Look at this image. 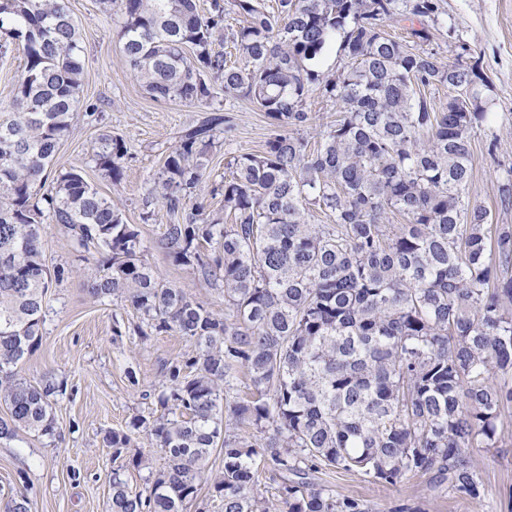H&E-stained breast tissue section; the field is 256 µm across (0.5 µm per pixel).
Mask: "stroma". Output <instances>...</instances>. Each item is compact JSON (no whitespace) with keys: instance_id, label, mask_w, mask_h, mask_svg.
I'll use <instances>...</instances> for the list:
<instances>
[{"instance_id":"obj_1","label":"stroma","mask_w":512,"mask_h":512,"mask_svg":"<svg viewBox=\"0 0 512 512\" xmlns=\"http://www.w3.org/2000/svg\"><path fill=\"white\" fill-rule=\"evenodd\" d=\"M438 21L429 24L427 48L446 63L475 65L489 88L481 97L486 112L471 133V205L485 208L495 224H512V201L504 202L498 187L512 168V0H437ZM84 48V79L80 96L98 102L92 117L77 112L69 137L57 151L52 170L82 171L85 178L138 225L146 249L143 260L160 277L190 295L208 310L223 314L224 298L208 287L192 268L175 265L155 242L168 222L165 209L144 210L143 195L159 172L166 154L183 128L197 122V108L176 100H157L136 79L99 11L97 0H68ZM230 126L218 136L209 154L208 178L198 196L207 214H224L218 187L230 154L261 150L270 133L263 112L242 97L221 100ZM124 139L120 183L97 170L93 158L103 135ZM95 249L80 247L64 229L50 225L44 238L47 264L67 269V276L49 288L39 347L21 365L31 382L50 376L63 382L53 412L55 438L19 432L0 445V512H9L13 496L26 494L32 512H104L111 493L113 468L123 467L131 488L145 489L149 469H161L163 457L150 448L144 433L114 457L104 446L106 432L121 431L137 416L153 419L161 409L151 392L164 364L190 355L194 346L176 334L143 339L134 332L141 318L127 302L91 299L87 288L95 272ZM134 371L136 382L126 373ZM149 469L132 467L137 453ZM470 460L486 490L491 512H512V413L503 419L497 447L471 449ZM312 482L337 495L361 499L375 512H477L464 497L430 488L422 477L386 485L337 469L311 474Z\"/></svg>"}]
</instances>
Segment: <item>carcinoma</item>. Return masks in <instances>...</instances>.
Wrapping results in <instances>:
<instances>
[{
    "instance_id": "carcinoma-1",
    "label": "carcinoma",
    "mask_w": 512,
    "mask_h": 512,
    "mask_svg": "<svg viewBox=\"0 0 512 512\" xmlns=\"http://www.w3.org/2000/svg\"><path fill=\"white\" fill-rule=\"evenodd\" d=\"M99 3L121 17L120 52L153 98L210 112L181 131L145 205L169 214L156 246L224 296V315L144 262L137 225L81 171L51 175L74 112L99 111L79 100V29L67 0H0V43L24 55L11 111L0 112V440L56 434L64 384H33L19 370L41 341L44 295L68 274L44 258L56 224L99 249L92 298L128 302L144 339L175 333L196 346L165 368L163 412L131 423L166 466L145 494L113 470L105 512H187L206 482L224 512H374L307 480L330 467L390 485L421 476L482 505L469 449L497 447L512 409V224L489 223L466 200L486 78L423 47L435 0H278L275 12L261 0H211L205 13L197 0ZM232 12L244 24L230 32ZM389 21L421 28L410 42L387 35ZM335 45L348 65L326 77L319 59ZM437 85L464 100L436 106L425 90ZM316 89L337 115L310 150L293 131L316 125ZM220 93L251 99L271 126L261 152L227 163L230 224L187 207L229 122L211 112ZM126 153L109 138L94 163L118 183ZM311 205L333 223H310ZM391 212L406 223H388ZM131 441L105 436L117 457ZM262 463L282 479L274 511L253 493Z\"/></svg>"
}]
</instances>
